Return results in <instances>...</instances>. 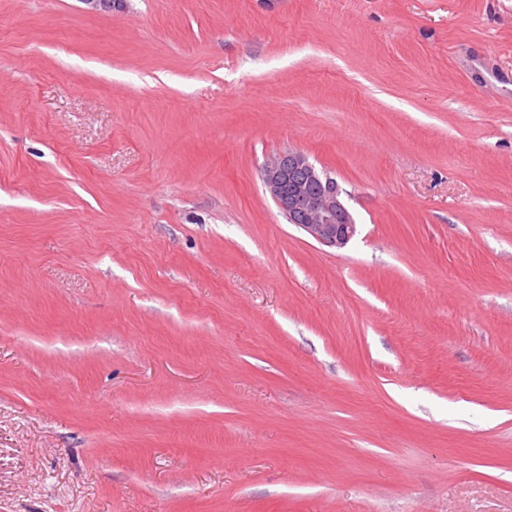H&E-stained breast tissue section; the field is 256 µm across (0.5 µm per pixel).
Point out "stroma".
<instances>
[{
	"mask_svg": "<svg viewBox=\"0 0 512 512\" xmlns=\"http://www.w3.org/2000/svg\"><path fill=\"white\" fill-rule=\"evenodd\" d=\"M0 512H512V0H0ZM265 187L286 217L319 243L344 248L356 232L337 181L300 150L275 156L262 170Z\"/></svg>",
	"mask_w": 512,
	"mask_h": 512,
	"instance_id": "stroma-1",
	"label": "stroma"
}]
</instances>
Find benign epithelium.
<instances>
[{"label":"benign epithelium","instance_id":"7a95c632","mask_svg":"<svg viewBox=\"0 0 512 512\" xmlns=\"http://www.w3.org/2000/svg\"><path fill=\"white\" fill-rule=\"evenodd\" d=\"M262 179L288 223L325 246L341 249L350 242L356 222L343 200V190L305 152L291 150L272 158L262 170Z\"/></svg>","mask_w":512,"mask_h":512}]
</instances>
